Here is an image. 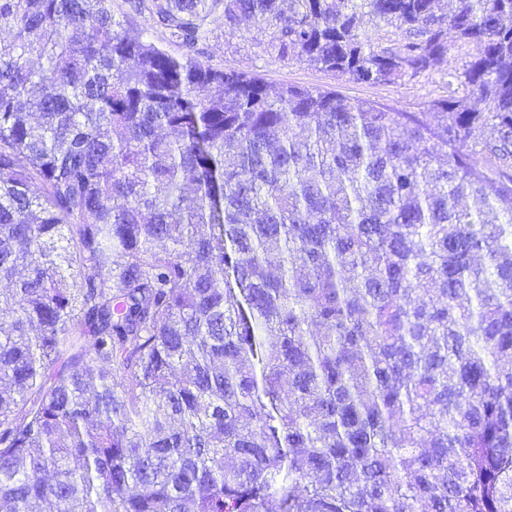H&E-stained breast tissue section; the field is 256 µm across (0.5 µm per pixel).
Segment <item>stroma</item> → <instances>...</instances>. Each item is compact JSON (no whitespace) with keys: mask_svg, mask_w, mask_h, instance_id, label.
I'll use <instances>...</instances> for the list:
<instances>
[{"mask_svg":"<svg viewBox=\"0 0 512 512\" xmlns=\"http://www.w3.org/2000/svg\"><path fill=\"white\" fill-rule=\"evenodd\" d=\"M113 10L130 32L141 35L168 53L182 55V48L160 28L143 16L129 11L124 0H113ZM203 59L213 67L237 70L260 77L270 88L298 85L336 92L352 101L370 100L396 112H427L434 101L448 98V73L462 69L474 54L473 46L456 41L448 43V57L434 69L415 78L395 83L368 84L342 80L301 59L283 60L267 50V38L258 23L250 21L240 30L225 29L214 22L209 41L203 47Z\"/></svg>","mask_w":512,"mask_h":512,"instance_id":"stroma-1","label":"stroma"}]
</instances>
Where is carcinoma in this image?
I'll list each match as a JSON object with an SVG mask.
<instances>
[{
  "label": "carcinoma",
  "instance_id": "1",
  "mask_svg": "<svg viewBox=\"0 0 512 512\" xmlns=\"http://www.w3.org/2000/svg\"><path fill=\"white\" fill-rule=\"evenodd\" d=\"M0 0L8 512H512V0ZM393 112L201 59L211 25ZM402 39L385 47L381 32ZM112 5L115 14L130 32L141 35L144 40L159 45L174 56L179 57L182 55V48L177 43L171 41L162 29L152 26L147 21L148 18H145L143 15H136L129 11L123 0H113ZM212 29L202 59L213 67L257 75L271 89L298 85L336 91L351 101L370 100L394 112H434V101L450 95L448 70H462L465 61L475 53L472 45H462L448 35V58L434 69L395 83L368 84L342 80L302 59H279L267 51V37L254 21L240 30L229 31L217 20Z\"/></svg>",
  "mask_w": 512,
  "mask_h": 512
}]
</instances>
